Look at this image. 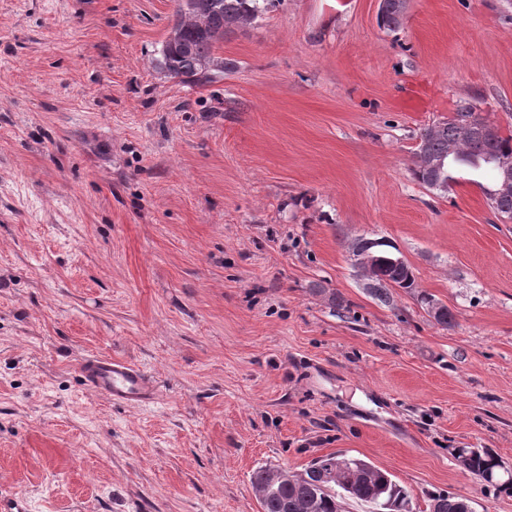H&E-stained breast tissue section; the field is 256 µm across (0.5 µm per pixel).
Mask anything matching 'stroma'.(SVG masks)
I'll return each instance as SVG.
<instances>
[{
  "mask_svg": "<svg viewBox=\"0 0 512 512\" xmlns=\"http://www.w3.org/2000/svg\"><path fill=\"white\" fill-rule=\"evenodd\" d=\"M178 0H0V489L32 512H261L250 477L346 453L512 512V223L411 172L457 102L512 134V0H270L230 67L155 64ZM382 239L415 285L376 299ZM427 293L456 315L436 325ZM338 295L346 303L330 302ZM89 355L160 388L124 406ZM378 241L374 239H358L352 246V253L355 258V266L357 267L360 276L368 281L366 284L370 288L374 284L377 274L375 245ZM378 256L380 257L379 273L388 280L393 281L396 285L388 283L385 278H378L375 280L374 287L371 288L372 294L381 302L387 303L390 301L389 287L391 288H412L414 285V277L410 269L409 273L396 270L389 265V259L394 255L386 250L379 249ZM81 371L87 385L113 403L146 404L159 396L155 381L126 360L99 356L86 359ZM456 458L471 474L499 492H512V471L503 470L499 458L488 448H460Z\"/></svg>",
  "mask_w": 512,
  "mask_h": 512,
  "instance_id": "obj_1",
  "label": "stroma"
}]
</instances>
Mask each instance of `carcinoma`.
<instances>
[{
  "mask_svg": "<svg viewBox=\"0 0 512 512\" xmlns=\"http://www.w3.org/2000/svg\"><path fill=\"white\" fill-rule=\"evenodd\" d=\"M268 0H179L177 18L162 44L156 68L164 76L181 83L196 86L212 83L228 64L216 53L217 44L224 37L252 25L265 11ZM467 101L457 104L451 119L436 122L421 132L426 153L438 159L448 155V143L453 142L457 154L451 163L440 169L414 165L412 175L420 184L433 181L456 182L455 173L463 169L488 168V159L496 153L512 152V134L500 133L489 139L475 128L463 126ZM379 273L372 294L381 302L390 301L389 287L411 288L413 275L389 265L393 254L379 250ZM345 457L334 453L314 459L320 466L336 469V480L326 483L315 470L305 467L291 472L281 467L260 466L251 476V486L262 512H345L348 502H359L375 512H411L410 492L388 472L369 461L353 470L338 466ZM459 463L486 485L499 492H512V471L503 470L499 458L488 448H459ZM466 500L464 496L438 494L430 496V512H448V506Z\"/></svg>",
  "mask_w": 512,
  "mask_h": 512,
  "instance_id": "1",
  "label": "carcinoma"
}]
</instances>
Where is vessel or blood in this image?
Returning a JSON list of instances; mask_svg holds the SVG:
<instances>
[{"mask_svg":"<svg viewBox=\"0 0 512 512\" xmlns=\"http://www.w3.org/2000/svg\"><path fill=\"white\" fill-rule=\"evenodd\" d=\"M81 371L87 385L110 401L146 404L156 400L159 388L138 366L126 360L99 356L86 359Z\"/></svg>","mask_w":512,"mask_h":512,"instance_id":"1","label":"vessel or blood"}]
</instances>
